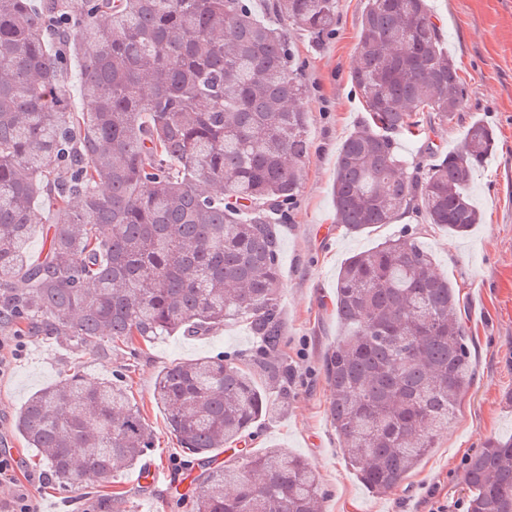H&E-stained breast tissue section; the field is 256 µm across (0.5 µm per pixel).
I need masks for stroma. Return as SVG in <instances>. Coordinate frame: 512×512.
I'll return each instance as SVG.
<instances>
[{"instance_id":"35a3bbf8","label":"stroma","mask_w":512,"mask_h":512,"mask_svg":"<svg viewBox=\"0 0 512 512\" xmlns=\"http://www.w3.org/2000/svg\"><path fill=\"white\" fill-rule=\"evenodd\" d=\"M365 3L338 0L336 33L319 43L291 25L283 27L308 85L302 106L309 114L312 147L296 205L280 227L285 342L279 356L292 373L290 397L281 401L278 389L270 388L274 410L255 429L253 445L308 459L325 492L322 512H425L417 493L432 483L448 512H457L466 503L461 485L465 460L487 439L512 434V0H430L468 90L466 106L437 127L431 139L439 152H448L479 118L494 128L497 149L474 176L484 216L467 238L450 236L413 214L403 221L423 234L438 269L457 285L476 377L436 448L403 483L383 494L359 482L338 448L330 417L333 394L320 370L324 352L340 332L335 295L342 262L396 230L391 224L356 235L334 223L336 152L362 117L349 71ZM140 348L135 356L122 346L92 353L63 336H33L12 371L0 376V446L20 457L23 473L35 468L33 450L15 427L21 406L41 386L76 368L95 380L123 374L153 436L154 446L142 464L158 472L154 483H139L138 469L121 471L91 498L40 481L30 493L43 512L64 502L71 512H189L197 470L173 465L182 451L155 404L156 378L165 367L201 356L250 358L257 343L246 323L239 322L202 337L163 336Z\"/></svg>"}]
</instances>
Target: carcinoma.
Segmentation results:
<instances>
[{
    "label": "carcinoma",
    "instance_id": "1",
    "mask_svg": "<svg viewBox=\"0 0 512 512\" xmlns=\"http://www.w3.org/2000/svg\"><path fill=\"white\" fill-rule=\"evenodd\" d=\"M283 20L323 40L337 0H278ZM349 80L365 115L337 151L336 224L351 233L407 213L454 237L480 223L469 181L493 153L480 120L420 170L399 138L420 114L451 121L467 91L427 0H367ZM81 96L67 94L78 48ZM307 87L283 31L250 0H0V327L68 336L90 352L245 322L250 365L203 356L164 368L154 400L200 466L194 512H318L313 465L243 448L268 412L265 380L284 336L278 225L309 156ZM54 214L33 257L38 209ZM459 298L420 237L400 231L345 259L340 337L321 370L348 464L372 492L399 486L435 447L474 383ZM15 426L50 483L96 489L137 467L148 425L123 375L80 371L33 393ZM469 512H512V437L463 469Z\"/></svg>",
    "mask_w": 512,
    "mask_h": 512
}]
</instances>
